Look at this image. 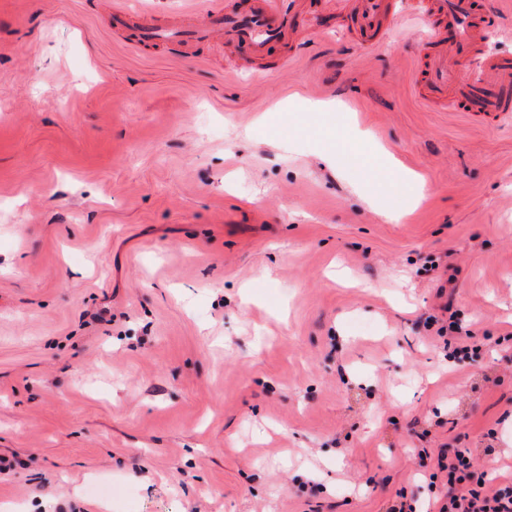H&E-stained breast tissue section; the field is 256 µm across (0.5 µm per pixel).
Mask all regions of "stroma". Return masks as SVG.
<instances>
[{
  "instance_id": "stroma-1",
  "label": "stroma",
  "mask_w": 512,
  "mask_h": 512,
  "mask_svg": "<svg viewBox=\"0 0 512 512\" xmlns=\"http://www.w3.org/2000/svg\"><path fill=\"white\" fill-rule=\"evenodd\" d=\"M112 4L0 0V512H385L457 448L512 480V116L423 106L414 20L325 9L277 72ZM350 13L351 28L360 46L373 49L380 43L384 33L393 30L402 20L403 14L391 7L390 0H353ZM448 333L451 335H448ZM438 335L441 337L448 335V345H455L454 358L457 360V363L469 361L472 358V347L469 341L472 336L469 331H463L462 326L454 320L453 313H450L446 323L443 321L442 325L438 328Z\"/></svg>"
}]
</instances>
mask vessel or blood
<instances>
[{
    "instance_id": "obj_1",
    "label": "vessel or blood",
    "mask_w": 512,
    "mask_h": 512,
    "mask_svg": "<svg viewBox=\"0 0 512 512\" xmlns=\"http://www.w3.org/2000/svg\"><path fill=\"white\" fill-rule=\"evenodd\" d=\"M416 13L428 27L424 61L414 78L424 103L475 117L512 112V97L490 94L493 86H512V58L484 55L481 45L491 22L483 0H418ZM390 0H354L351 27L360 46H378L384 33L402 20ZM317 14L306 0H249L246 8L217 6L212 0H187L176 21L158 23L146 9L114 4L112 28L127 32L138 48L188 42L220 43L226 49L265 57L273 48L295 44L313 32Z\"/></svg>"
}]
</instances>
